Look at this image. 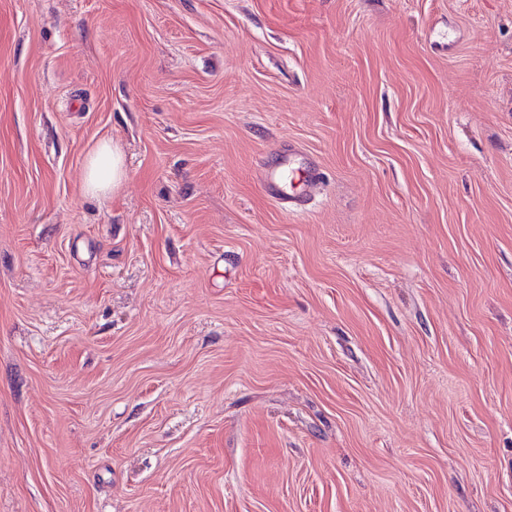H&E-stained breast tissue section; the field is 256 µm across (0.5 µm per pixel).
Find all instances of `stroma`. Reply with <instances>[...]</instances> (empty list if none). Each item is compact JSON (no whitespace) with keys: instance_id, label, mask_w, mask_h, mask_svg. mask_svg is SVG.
<instances>
[{"instance_id":"obj_1","label":"stroma","mask_w":512,"mask_h":512,"mask_svg":"<svg viewBox=\"0 0 512 512\" xmlns=\"http://www.w3.org/2000/svg\"><path fill=\"white\" fill-rule=\"evenodd\" d=\"M0 512H512V0H0ZM127 179L121 147L112 140L99 142L88 154L84 190L91 195L117 192Z\"/></svg>"}]
</instances>
